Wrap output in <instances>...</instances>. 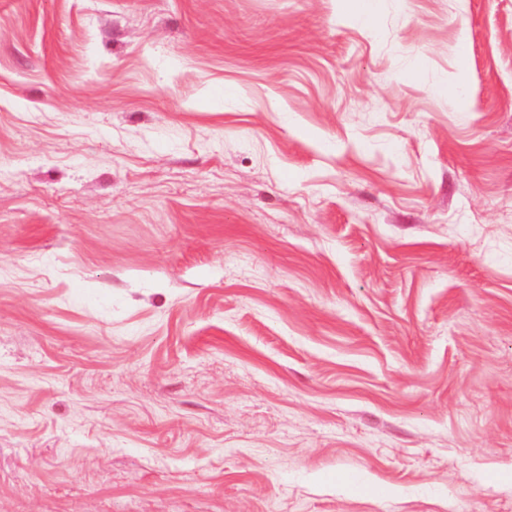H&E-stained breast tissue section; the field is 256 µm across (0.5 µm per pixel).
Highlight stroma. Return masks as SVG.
<instances>
[{
    "label": "stroma",
    "instance_id": "35a3bbf8",
    "mask_svg": "<svg viewBox=\"0 0 512 512\" xmlns=\"http://www.w3.org/2000/svg\"><path fill=\"white\" fill-rule=\"evenodd\" d=\"M363 5L0 0V512H512V0Z\"/></svg>",
    "mask_w": 512,
    "mask_h": 512
}]
</instances>
